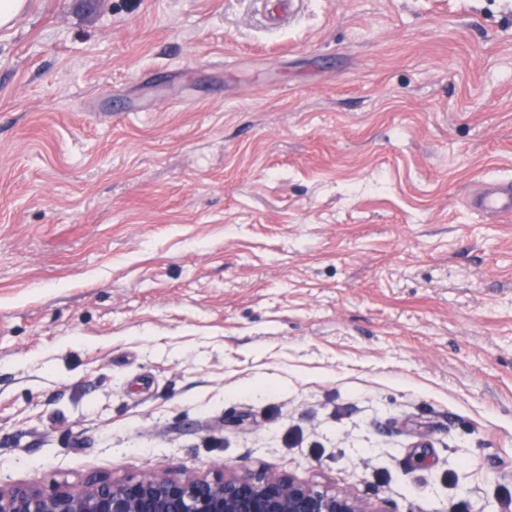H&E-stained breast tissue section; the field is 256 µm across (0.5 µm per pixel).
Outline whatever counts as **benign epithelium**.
I'll use <instances>...</instances> for the list:
<instances>
[{
    "instance_id": "obj_1",
    "label": "benign epithelium",
    "mask_w": 512,
    "mask_h": 512,
    "mask_svg": "<svg viewBox=\"0 0 512 512\" xmlns=\"http://www.w3.org/2000/svg\"><path fill=\"white\" fill-rule=\"evenodd\" d=\"M0 512H394L347 488L294 475L224 467L212 475H91L50 490L0 484Z\"/></svg>"
}]
</instances>
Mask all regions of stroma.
Instances as JSON below:
<instances>
[{
  "label": "stroma",
  "instance_id": "1",
  "mask_svg": "<svg viewBox=\"0 0 512 512\" xmlns=\"http://www.w3.org/2000/svg\"><path fill=\"white\" fill-rule=\"evenodd\" d=\"M495 178L512 0H34L0 30V479L512 512ZM468 208L481 216H512V182L502 179L486 181L468 200Z\"/></svg>",
  "mask_w": 512,
  "mask_h": 512
}]
</instances>
